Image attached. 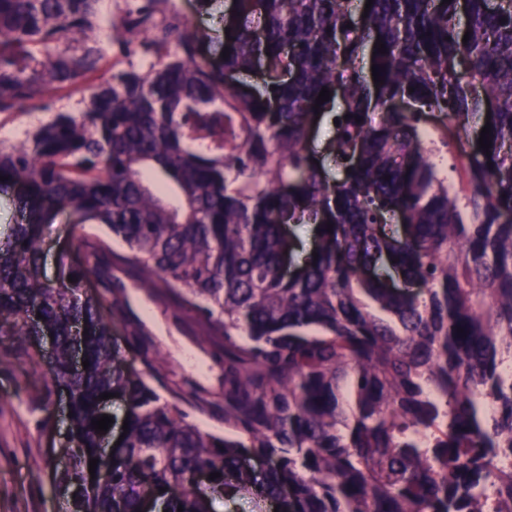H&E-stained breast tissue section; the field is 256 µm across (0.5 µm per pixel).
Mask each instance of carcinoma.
Returning a JSON list of instances; mask_svg holds the SVG:
<instances>
[{
    "label": "carcinoma",
    "mask_w": 512,
    "mask_h": 512,
    "mask_svg": "<svg viewBox=\"0 0 512 512\" xmlns=\"http://www.w3.org/2000/svg\"><path fill=\"white\" fill-rule=\"evenodd\" d=\"M98 2L0 0V112L85 94L0 145V193L23 186L0 232V336L30 356L37 327L54 333L75 443L54 480L76 512L237 499L250 512H512V471L496 465L512 451V0H373L360 21L354 0H234L218 44L159 23L170 0H133L106 23ZM115 43L156 61L93 83ZM431 112L447 119L437 137ZM319 116L333 122L336 181L308 151ZM455 142L452 192L431 155ZM60 209L106 225L140 284L224 345V391L193 399L223 405L229 432L188 421L148 349L136 370L112 343L105 241L72 232L84 263L45 281L43 233ZM286 224L318 237L293 278ZM379 264L424 291L361 276ZM76 347L89 361L78 374ZM104 393L128 418L108 456L92 425ZM203 470L220 477L195 483Z\"/></svg>",
    "instance_id": "carcinoma-1"
}]
</instances>
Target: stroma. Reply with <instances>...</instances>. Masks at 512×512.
<instances>
[{
	"instance_id": "35a3bbf8",
	"label": "stroma",
	"mask_w": 512,
	"mask_h": 512,
	"mask_svg": "<svg viewBox=\"0 0 512 512\" xmlns=\"http://www.w3.org/2000/svg\"><path fill=\"white\" fill-rule=\"evenodd\" d=\"M81 96L60 91L39 106L22 105L0 113V143L19 144L27 130L47 121L53 113L80 108ZM74 217L61 210L46 229L42 265L47 279H55L60 256L72 264L81 259L70 248ZM114 295L123 304V323L112 334L127 360L140 363L141 348L158 354L161 363L178 377L210 392H221L224 355L202 343L195 323L164 299L142 288L130 269L112 267ZM138 326L143 347L128 344L126 326ZM70 441L68 398L51 385L50 367L44 359L32 360L10 349V339L0 336V512H63V498L53 483V473L68 456Z\"/></svg>"
}]
</instances>
